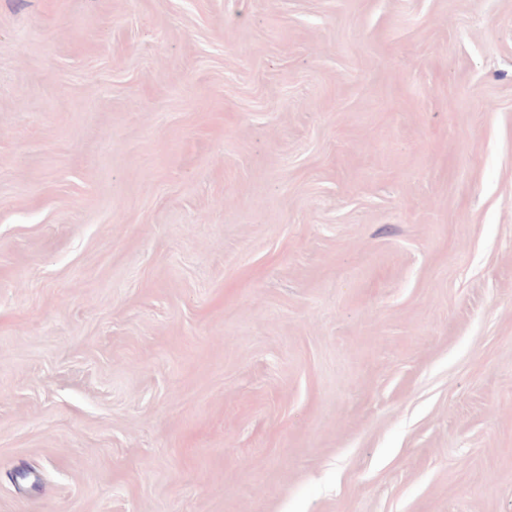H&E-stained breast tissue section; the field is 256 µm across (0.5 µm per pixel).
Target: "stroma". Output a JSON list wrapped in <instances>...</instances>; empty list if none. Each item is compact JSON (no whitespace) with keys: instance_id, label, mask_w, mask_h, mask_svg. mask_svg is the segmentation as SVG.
Returning a JSON list of instances; mask_svg holds the SVG:
<instances>
[{"instance_id":"1","label":"stroma","mask_w":512,"mask_h":512,"mask_svg":"<svg viewBox=\"0 0 512 512\" xmlns=\"http://www.w3.org/2000/svg\"><path fill=\"white\" fill-rule=\"evenodd\" d=\"M0 512H512V0H0Z\"/></svg>"}]
</instances>
